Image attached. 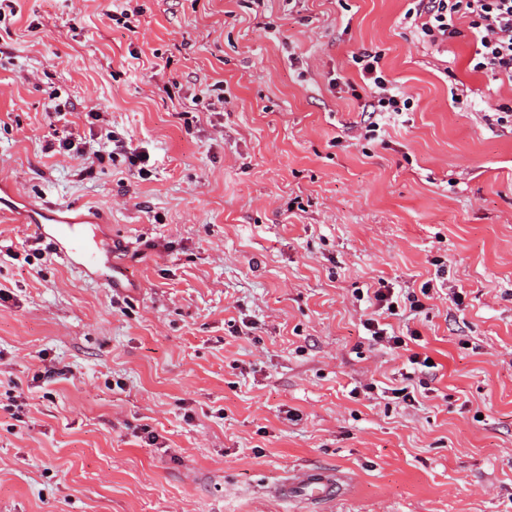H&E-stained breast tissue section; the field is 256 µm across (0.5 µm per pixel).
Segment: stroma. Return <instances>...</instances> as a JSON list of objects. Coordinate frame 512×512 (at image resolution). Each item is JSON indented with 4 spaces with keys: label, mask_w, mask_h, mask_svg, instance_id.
<instances>
[{
    "label": "stroma",
    "mask_w": 512,
    "mask_h": 512,
    "mask_svg": "<svg viewBox=\"0 0 512 512\" xmlns=\"http://www.w3.org/2000/svg\"><path fill=\"white\" fill-rule=\"evenodd\" d=\"M415 5L0 17V183L94 214L124 272L109 288L0 215V512H300L269 497L297 467L349 475L323 512H512V86L469 71L473 37L430 44ZM364 48L413 100L372 138ZM105 129L146 176L108 143L44 150Z\"/></svg>",
    "instance_id": "stroma-1"
}]
</instances>
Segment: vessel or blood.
I'll use <instances>...</instances> for the list:
<instances>
[{
    "instance_id": "1",
    "label": "vessel or blood",
    "mask_w": 512,
    "mask_h": 512,
    "mask_svg": "<svg viewBox=\"0 0 512 512\" xmlns=\"http://www.w3.org/2000/svg\"><path fill=\"white\" fill-rule=\"evenodd\" d=\"M23 221L36 225L40 235L49 241L54 250L82 270L94 272L112 263L111 256L88 248L84 218L67 216L63 207L28 203ZM337 491L335 472L308 468L289 472L276 488L275 495L281 500L302 495L313 502L329 503L335 501Z\"/></svg>"
}]
</instances>
